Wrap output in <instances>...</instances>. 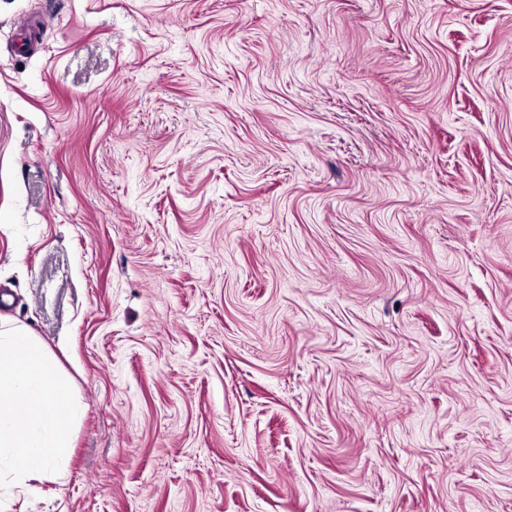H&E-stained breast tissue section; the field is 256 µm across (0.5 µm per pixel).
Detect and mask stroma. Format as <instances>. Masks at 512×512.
Here are the masks:
<instances>
[{
    "label": "stroma",
    "instance_id": "35a3bbf8",
    "mask_svg": "<svg viewBox=\"0 0 512 512\" xmlns=\"http://www.w3.org/2000/svg\"><path fill=\"white\" fill-rule=\"evenodd\" d=\"M0 314L8 512H512V0H0Z\"/></svg>",
    "mask_w": 512,
    "mask_h": 512
}]
</instances>
